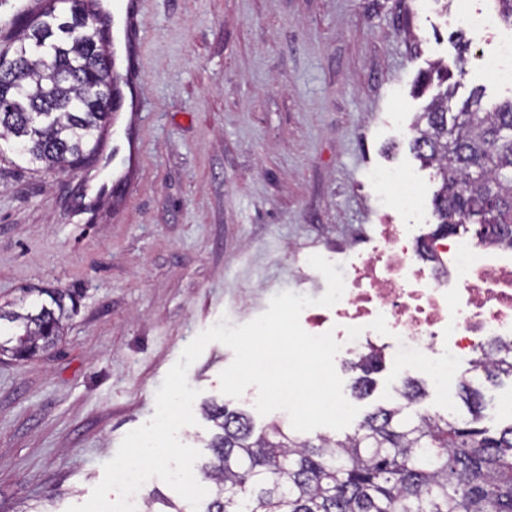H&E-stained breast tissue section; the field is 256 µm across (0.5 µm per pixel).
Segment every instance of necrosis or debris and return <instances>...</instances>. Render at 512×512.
I'll use <instances>...</instances> for the list:
<instances>
[{"instance_id": "1", "label": "necrosis or debris", "mask_w": 512, "mask_h": 512, "mask_svg": "<svg viewBox=\"0 0 512 512\" xmlns=\"http://www.w3.org/2000/svg\"><path fill=\"white\" fill-rule=\"evenodd\" d=\"M345 291L300 316L309 334L333 332L351 357L376 348L436 385L492 340L512 343V248L455 234L419 239L384 215L372 249L339 248Z\"/></svg>"}]
</instances>
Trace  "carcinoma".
<instances>
[{
	"instance_id": "carcinoma-1",
	"label": "carcinoma",
	"mask_w": 512,
	"mask_h": 512,
	"mask_svg": "<svg viewBox=\"0 0 512 512\" xmlns=\"http://www.w3.org/2000/svg\"><path fill=\"white\" fill-rule=\"evenodd\" d=\"M39 20L20 7L24 24L11 52L0 53V139L22 156L64 171L89 158L112 114L111 66L101 51L84 0ZM449 91L435 96L415 125L412 148L434 165L441 186L433 204L441 226L485 224L483 239L512 247V99L482 109V89L448 114ZM50 304L26 313L0 308L13 334L0 350L33 357L62 331L65 294L44 291ZM382 358L363 364L355 388L369 392ZM492 380L512 377V346L473 361ZM421 394L403 384L404 402L364 417L352 435L313 444L273 423L253 434L248 417L220 405L208 410L218 428L201 468L205 512H512V424L493 436L478 426L481 390L459 383L470 420L453 415L412 420L405 411Z\"/></svg>"
}]
</instances>
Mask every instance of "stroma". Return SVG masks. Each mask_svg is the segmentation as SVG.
I'll return each instance as SVG.
<instances>
[{
    "instance_id": "1",
    "label": "stroma",
    "mask_w": 512,
    "mask_h": 512,
    "mask_svg": "<svg viewBox=\"0 0 512 512\" xmlns=\"http://www.w3.org/2000/svg\"><path fill=\"white\" fill-rule=\"evenodd\" d=\"M479 10L484 32L463 16ZM512 37L496 0H148L142 97L148 108L140 184L123 208L79 213L82 167L46 172L0 140V304L29 308L42 288L69 290L62 338L31 359L0 354V512H66L85 503L130 431L155 412V392L184 347L215 324L236 327L283 291L322 295L310 255L380 224L396 171L419 191L428 237L439 224L434 168L411 149L413 123L448 72L459 109L512 98L481 58ZM233 360L213 342L188 370L197 425L180 440L209 458L211 402L246 413L256 388L220 391ZM462 361L439 395L421 372L384 363L361 413L399 402L420 381L417 413L458 405ZM484 426L512 422V378L482 384Z\"/></svg>"
}]
</instances>
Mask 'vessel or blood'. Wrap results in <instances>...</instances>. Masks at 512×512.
I'll use <instances>...</instances> for the list:
<instances>
[{"label": "vessel or blood", "mask_w": 512, "mask_h": 512, "mask_svg": "<svg viewBox=\"0 0 512 512\" xmlns=\"http://www.w3.org/2000/svg\"><path fill=\"white\" fill-rule=\"evenodd\" d=\"M84 8L95 25L112 29V40L102 50L112 57V95L121 101L82 177L85 207L91 210L106 192L128 193L141 177L136 157L146 118L139 98L145 0H84Z\"/></svg>", "instance_id": "vessel-or-blood-1"}]
</instances>
